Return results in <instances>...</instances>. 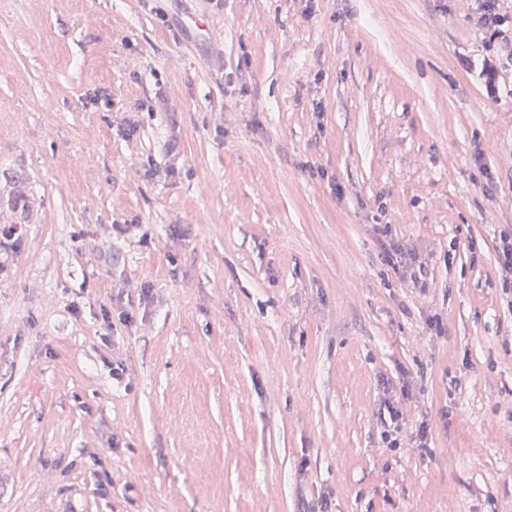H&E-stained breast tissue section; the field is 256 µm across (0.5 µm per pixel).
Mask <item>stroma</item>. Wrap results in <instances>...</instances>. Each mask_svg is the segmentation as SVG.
Here are the masks:
<instances>
[{
  "instance_id": "obj_1",
  "label": "stroma",
  "mask_w": 512,
  "mask_h": 512,
  "mask_svg": "<svg viewBox=\"0 0 512 512\" xmlns=\"http://www.w3.org/2000/svg\"><path fill=\"white\" fill-rule=\"evenodd\" d=\"M479 3L0 0V512H512Z\"/></svg>"
}]
</instances>
